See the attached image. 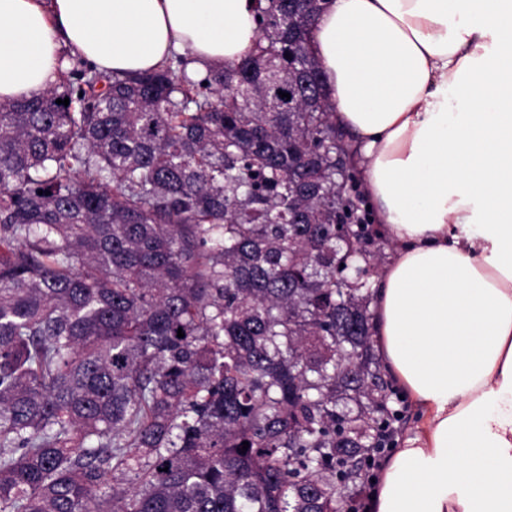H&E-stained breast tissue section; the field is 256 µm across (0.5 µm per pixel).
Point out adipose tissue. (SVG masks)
Masks as SVG:
<instances>
[{"mask_svg": "<svg viewBox=\"0 0 512 512\" xmlns=\"http://www.w3.org/2000/svg\"><path fill=\"white\" fill-rule=\"evenodd\" d=\"M250 0H0V100L68 57L190 77L244 57ZM395 244L374 340L419 422L370 512H512V0H324L309 33Z\"/></svg>", "mask_w": 512, "mask_h": 512, "instance_id": "ef3b65f1", "label": "adipose tissue"}]
</instances>
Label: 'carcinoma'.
<instances>
[{
    "label": "carcinoma",
    "instance_id": "obj_1",
    "mask_svg": "<svg viewBox=\"0 0 512 512\" xmlns=\"http://www.w3.org/2000/svg\"><path fill=\"white\" fill-rule=\"evenodd\" d=\"M319 12L253 0L198 80L0 101V512H355L402 411Z\"/></svg>",
    "mask_w": 512,
    "mask_h": 512
}]
</instances>
